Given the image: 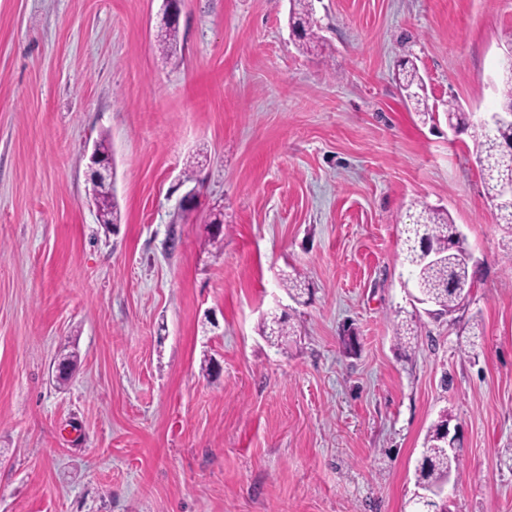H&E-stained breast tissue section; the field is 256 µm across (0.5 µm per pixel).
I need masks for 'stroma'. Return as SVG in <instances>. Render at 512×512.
Masks as SVG:
<instances>
[{
    "label": "stroma",
    "instance_id": "obj_1",
    "mask_svg": "<svg viewBox=\"0 0 512 512\" xmlns=\"http://www.w3.org/2000/svg\"><path fill=\"white\" fill-rule=\"evenodd\" d=\"M312 4L306 51L290 0H179L176 65L162 0H0V512H411L443 414L448 512H512V226L447 119L496 107L512 0ZM104 135L114 226L85 175ZM424 204L479 276L449 315L402 263ZM402 78L401 81V88L404 92H406V97L410 100H415L418 108L417 112H423L427 115H430L429 112H431V117L433 118V113L435 110L433 109V106H429L428 101L424 95V82L423 78L419 75L418 70L415 68V66L408 67L406 69L402 70ZM262 332L272 342L283 344L288 340L289 336L295 333L294 325L290 323V316L286 314H279L274 311L267 317H264L262 322Z\"/></svg>",
    "mask_w": 512,
    "mask_h": 512
}]
</instances>
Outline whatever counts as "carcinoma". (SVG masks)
<instances>
[{"label": "carcinoma", "instance_id": "1", "mask_svg": "<svg viewBox=\"0 0 512 512\" xmlns=\"http://www.w3.org/2000/svg\"><path fill=\"white\" fill-rule=\"evenodd\" d=\"M309 2L296 0L298 10L290 16L292 26L299 31V37L305 43L315 38L309 17ZM178 32V28L166 24L157 33L158 45L172 58L177 57ZM500 85V111L512 112V72L501 73ZM401 86L406 97L416 101L418 111L426 114L434 112L424 95L423 78L415 67L403 69ZM448 124L472 131L480 166L487 172L489 197L496 200L499 185L505 180L512 181V154L503 151L504 144L512 143V122L494 127L472 124L465 113L456 111L455 105L450 104ZM94 190L98 199L99 223L117 224L118 209L112 184L96 183ZM417 220L416 224L405 225L403 263L420 297L430 300L441 311L454 312L465 300L469 283L476 278L475 270L460 258V252L465 250L464 241L458 240L460 232L448 216L435 209L422 207ZM262 332L272 342L279 344L294 335L295 330L290 316L274 311L263 319ZM447 423L448 416L443 415L430 427L425 463L416 470L417 486L431 492V495L419 501L422 512H439L437 496L444 493L450 477H457L461 473L460 455L456 453L450 458L439 447Z\"/></svg>", "mask_w": 512, "mask_h": 512}]
</instances>
